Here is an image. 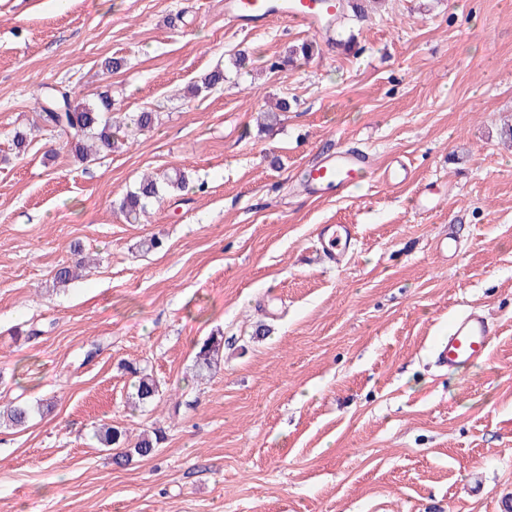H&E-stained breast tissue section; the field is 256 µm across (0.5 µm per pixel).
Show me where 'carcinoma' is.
Wrapping results in <instances>:
<instances>
[{
  "instance_id": "1",
  "label": "carcinoma",
  "mask_w": 512,
  "mask_h": 512,
  "mask_svg": "<svg viewBox=\"0 0 512 512\" xmlns=\"http://www.w3.org/2000/svg\"><path fill=\"white\" fill-rule=\"evenodd\" d=\"M224 81V72L220 69L208 74L202 85H193L187 93L197 96L204 90L217 87ZM112 96L101 93L92 101L74 102L68 92L43 94L39 98V112L42 124L51 132H56L62 138L68 151L80 161L91 157L99 150H119L124 146V138L135 131L150 128L155 121V114L148 111L139 112L125 121L122 117L114 116ZM186 185L185 175L180 171L174 172L158 182L151 174L142 175L140 181L122 197L119 209L129 224H138L146 216L149 208L159 202L166 193L182 191ZM85 268L80 261L72 266L59 267L54 280L60 285L79 276ZM224 356V336L221 334L209 336L198 348L195 354V371L204 376L214 370ZM136 381L135 396L140 404L152 401L159 393L158 382L150 374L136 368H130ZM31 407L26 404H14L0 412V421L10 427L26 426L31 417ZM98 442L104 448H125L122 457L127 459L132 455L140 458L150 457L158 445L164 440L160 431L152 436L141 438L134 444L129 443L125 432L117 427L103 426L97 433Z\"/></svg>"
}]
</instances>
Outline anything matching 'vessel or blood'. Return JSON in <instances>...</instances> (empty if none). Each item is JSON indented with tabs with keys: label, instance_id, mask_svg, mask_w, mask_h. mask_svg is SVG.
Wrapping results in <instances>:
<instances>
[{
	"label": "vessel or blood",
	"instance_id": "vessel-or-blood-1",
	"mask_svg": "<svg viewBox=\"0 0 512 512\" xmlns=\"http://www.w3.org/2000/svg\"><path fill=\"white\" fill-rule=\"evenodd\" d=\"M335 11V0H288L278 8L269 0H224L225 16L242 29H254L278 18H287L318 31L322 28V17ZM369 165L367 153L341 149L308 168L303 187L312 196L341 193L357 184ZM318 235L322 254L339 266L349 260L357 244L356 230L350 224L322 225ZM493 341L487 318L480 311L470 309L454 317L447 336L441 338L435 349V358L440 367L456 369L487 359Z\"/></svg>",
	"mask_w": 512,
	"mask_h": 512
}]
</instances>
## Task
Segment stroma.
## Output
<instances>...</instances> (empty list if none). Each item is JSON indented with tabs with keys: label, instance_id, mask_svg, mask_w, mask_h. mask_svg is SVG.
<instances>
[{
	"label": "stroma",
	"instance_id": "1",
	"mask_svg": "<svg viewBox=\"0 0 512 512\" xmlns=\"http://www.w3.org/2000/svg\"><path fill=\"white\" fill-rule=\"evenodd\" d=\"M367 11L322 34L241 32L224 0H0V407L34 409L0 426V512H512V0ZM305 41L309 62L272 69ZM218 68L223 84L185 97ZM53 88L109 92L155 125L75 160L36 127ZM346 143L373 175L305 195L306 169ZM400 162L406 179L383 181ZM175 169L187 189L126 223V191ZM322 224L356 225L344 267L301 263ZM79 251L91 272L54 289ZM470 308L496 340L452 373L433 347ZM215 331L224 359L197 379ZM133 366L160 385L139 407ZM105 423L165 438L119 464L94 438Z\"/></svg>",
	"mask_w": 512,
	"mask_h": 512
}]
</instances>
